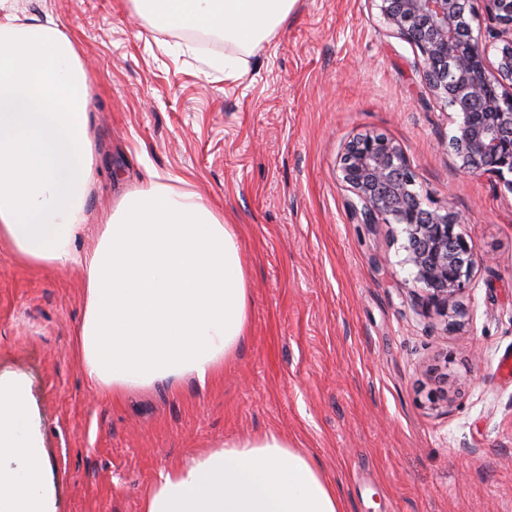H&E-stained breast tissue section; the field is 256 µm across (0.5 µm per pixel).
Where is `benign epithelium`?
I'll return each instance as SVG.
<instances>
[{"label":"benign epithelium","mask_w":512,"mask_h":512,"mask_svg":"<svg viewBox=\"0 0 512 512\" xmlns=\"http://www.w3.org/2000/svg\"><path fill=\"white\" fill-rule=\"evenodd\" d=\"M490 20L488 44L497 47L494 76L486 74L487 44L470 35L466 0H381L387 23L421 53L422 80L459 114L451 144L462 171L492 175L512 192V0H484ZM348 206L361 224L400 226L404 264L453 325L467 315L459 297L471 281L476 246L459 231L463 221L449 210L428 209L415 191L416 174L403 151L383 134L366 133L340 156Z\"/></svg>","instance_id":"obj_1"}]
</instances>
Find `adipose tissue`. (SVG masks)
I'll return each mask as SVG.
<instances>
[{
	"instance_id": "1",
	"label": "adipose tissue",
	"mask_w": 512,
	"mask_h": 512,
	"mask_svg": "<svg viewBox=\"0 0 512 512\" xmlns=\"http://www.w3.org/2000/svg\"><path fill=\"white\" fill-rule=\"evenodd\" d=\"M297 0H136L155 25L217 33L224 75L286 21ZM87 68L51 14L0 0V239L36 267H80L76 352L88 379L132 388L206 381L246 339L251 292L238 225L194 191L151 180L102 223L85 211L96 144ZM83 249H75L76 240ZM0 512H51L45 461L22 383L0 376ZM143 512H344L336 485L286 436L230 439L161 471Z\"/></svg>"
}]
</instances>
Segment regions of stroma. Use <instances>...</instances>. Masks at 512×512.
Here are the masks:
<instances>
[{
  "label": "stroma",
  "mask_w": 512,
  "mask_h": 512,
  "mask_svg": "<svg viewBox=\"0 0 512 512\" xmlns=\"http://www.w3.org/2000/svg\"><path fill=\"white\" fill-rule=\"evenodd\" d=\"M52 13L89 70L98 223L148 178L188 181L240 227L248 338L206 384L113 397L74 349L80 267L37 268L0 239V374L23 377L54 512H142L159 472L228 438L287 436L345 512H512V192L462 172L457 113L379 0H297L247 54L156 27L134 0H15ZM369 132L399 145L424 207L465 219L476 265L449 330L393 224H360L338 161Z\"/></svg>",
  "instance_id": "stroma-1"
}]
</instances>
